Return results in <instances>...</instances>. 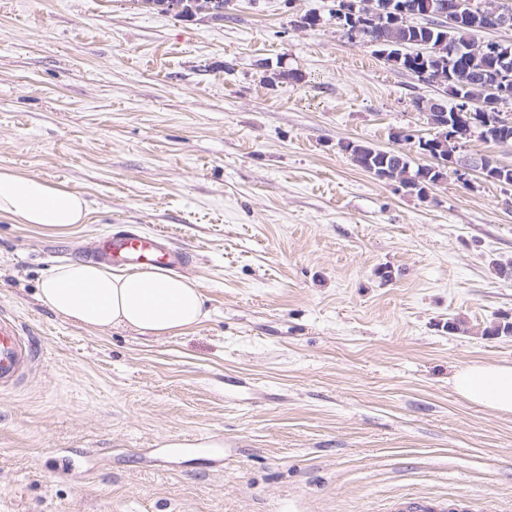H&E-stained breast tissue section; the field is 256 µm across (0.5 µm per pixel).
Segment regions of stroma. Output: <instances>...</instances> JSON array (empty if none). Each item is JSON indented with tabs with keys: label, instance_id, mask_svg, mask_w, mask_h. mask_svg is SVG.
<instances>
[{
	"label": "stroma",
	"instance_id": "obj_1",
	"mask_svg": "<svg viewBox=\"0 0 512 512\" xmlns=\"http://www.w3.org/2000/svg\"><path fill=\"white\" fill-rule=\"evenodd\" d=\"M333 6L0 0V167L89 202L62 231L0 216V311L42 349L0 394V512H512V414L451 383L512 364V335L483 333L512 321V188L420 197L352 162L342 143L427 164L414 101L444 90ZM114 228L185 248L208 317L154 337L43 305L49 269ZM141 2H143L145 5L155 6L157 3H159V6L165 12L173 13L179 17H189L198 13L208 12V9H206L204 6L199 7L201 1L195 3L194 0H189V2L187 0H141ZM467 507L461 501H440L432 499H409L395 505L390 512H465Z\"/></svg>",
	"mask_w": 512,
	"mask_h": 512
}]
</instances>
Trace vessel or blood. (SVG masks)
Instances as JSON below:
<instances>
[{
	"instance_id": "b4317fda",
	"label": "vessel or blood",
	"mask_w": 512,
	"mask_h": 512,
	"mask_svg": "<svg viewBox=\"0 0 512 512\" xmlns=\"http://www.w3.org/2000/svg\"><path fill=\"white\" fill-rule=\"evenodd\" d=\"M91 258L114 268L154 266L163 270L183 264L184 250L174 247L162 232L138 234L113 232L99 237ZM35 343L20 320L0 313V392L12 389L35 358ZM460 501L409 499L398 503V512H463Z\"/></svg>"
}]
</instances>
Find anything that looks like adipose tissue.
<instances>
[{"label": "adipose tissue", "instance_id": "ef3b65f1", "mask_svg": "<svg viewBox=\"0 0 512 512\" xmlns=\"http://www.w3.org/2000/svg\"><path fill=\"white\" fill-rule=\"evenodd\" d=\"M87 211L74 190L0 168V215L62 229L84 223ZM40 299L87 328L125 327L155 337L180 334L207 315L197 281L153 267L116 274L88 262L60 265L42 280ZM452 383L468 401L512 413V365L473 362L456 371Z\"/></svg>", "mask_w": 512, "mask_h": 512}]
</instances>
